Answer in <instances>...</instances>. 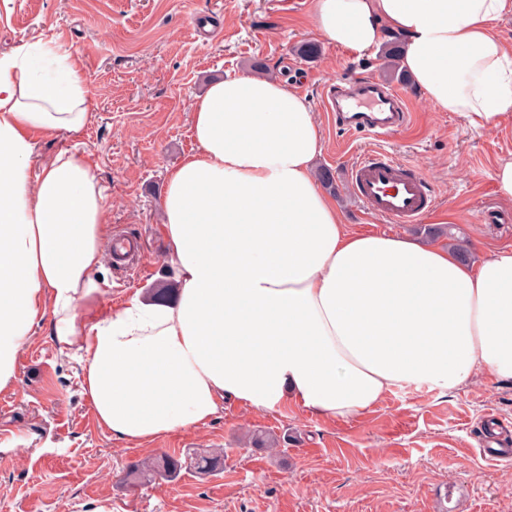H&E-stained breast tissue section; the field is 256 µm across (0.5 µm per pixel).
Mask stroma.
<instances>
[{
	"mask_svg": "<svg viewBox=\"0 0 512 512\" xmlns=\"http://www.w3.org/2000/svg\"><path fill=\"white\" fill-rule=\"evenodd\" d=\"M314 0H0V53L43 40L73 60L91 85V116L77 136L35 139L34 168L62 151L86 155L104 189L110 232L143 244L123 262L105 258L111 284L104 309L169 279L161 200L169 173L197 150L192 105L224 75L272 76L306 95L319 123L317 168L334 175L333 196L358 229L427 239L441 212L451 217L439 243L467 244L471 260L512 247V202L492 171L512 158V118L472 127L436 111L382 53L356 56L327 42L312 21ZM318 49L301 57V45ZM369 76L405 96L413 123L390 136L337 131L322 104L325 85ZM383 151L421 167L436 203L418 224H393L353 197L346 171L363 151ZM503 221L487 224L486 210ZM512 427V381L484 374L448 390L393 389L368 415L322 421L280 403L234 401L207 425L146 444L113 438L81 388L75 348L59 343L51 318L24 342L14 389L0 392V512H512V460L479 450L488 414ZM276 448L250 444L253 431ZM210 448L224 451L212 475L181 471L134 487L135 462Z\"/></svg>",
	"mask_w": 512,
	"mask_h": 512,
	"instance_id": "stroma-1",
	"label": "stroma"
}]
</instances>
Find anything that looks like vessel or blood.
I'll list each match as a JSON object with an SVG mask.
<instances>
[{
  "instance_id": "vessel-or-blood-1",
  "label": "vessel or blood",
  "mask_w": 512,
  "mask_h": 512,
  "mask_svg": "<svg viewBox=\"0 0 512 512\" xmlns=\"http://www.w3.org/2000/svg\"><path fill=\"white\" fill-rule=\"evenodd\" d=\"M323 103L338 129L378 137L412 122L402 94L368 77L325 88ZM353 195L371 212L394 224H416L435 204V190L424 171L374 151L359 156L347 170Z\"/></svg>"
}]
</instances>
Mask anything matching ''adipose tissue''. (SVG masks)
I'll return each mask as SVG.
<instances>
[{"mask_svg": "<svg viewBox=\"0 0 512 512\" xmlns=\"http://www.w3.org/2000/svg\"><path fill=\"white\" fill-rule=\"evenodd\" d=\"M512 0H315L329 42L390 35L441 112L492 129L512 116ZM44 45L0 53V391L44 317L80 353L81 387L113 437L200 426L232 398L321 420L370 413L403 384L512 380V250L478 262L434 241L352 229L319 184V124L275 78L228 76L192 108L197 151L168 177L161 229L178 296L104 313L106 201L82 155L31 175L33 137L82 132L90 87L42 71Z\"/></svg>", "mask_w": 512, "mask_h": 512, "instance_id": "ef3b65f1", "label": "adipose tissue"}]
</instances>
